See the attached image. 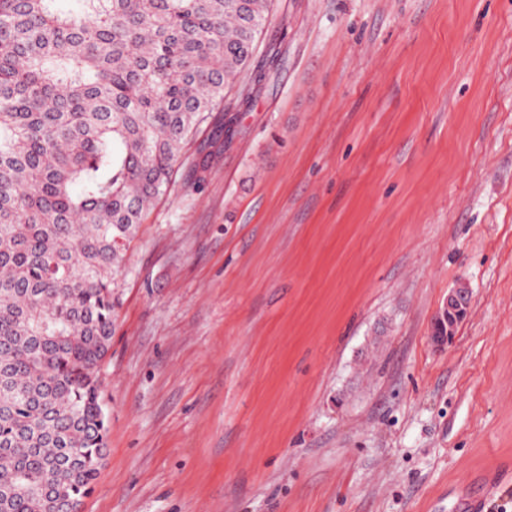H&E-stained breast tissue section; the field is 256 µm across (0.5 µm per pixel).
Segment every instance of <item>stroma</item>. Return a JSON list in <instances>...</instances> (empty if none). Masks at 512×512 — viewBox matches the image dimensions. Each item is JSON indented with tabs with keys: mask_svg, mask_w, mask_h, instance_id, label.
<instances>
[{
	"mask_svg": "<svg viewBox=\"0 0 512 512\" xmlns=\"http://www.w3.org/2000/svg\"><path fill=\"white\" fill-rule=\"evenodd\" d=\"M244 92L126 253L79 512H512V0H273ZM470 298L471 294L468 288L465 286H459L457 288H453L448 293V299L443 306L442 310L439 312L437 316L439 317H460L464 319V317L469 312L470 308ZM463 299H468L467 308H463Z\"/></svg>",
	"mask_w": 512,
	"mask_h": 512,
	"instance_id": "1",
	"label": "stroma"
}]
</instances>
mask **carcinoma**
I'll return each mask as SVG.
<instances>
[{
	"label": "carcinoma",
	"instance_id": "obj_1",
	"mask_svg": "<svg viewBox=\"0 0 512 512\" xmlns=\"http://www.w3.org/2000/svg\"><path fill=\"white\" fill-rule=\"evenodd\" d=\"M0 0V512H73L105 460L115 279L271 0Z\"/></svg>",
	"mask_w": 512,
	"mask_h": 512
}]
</instances>
